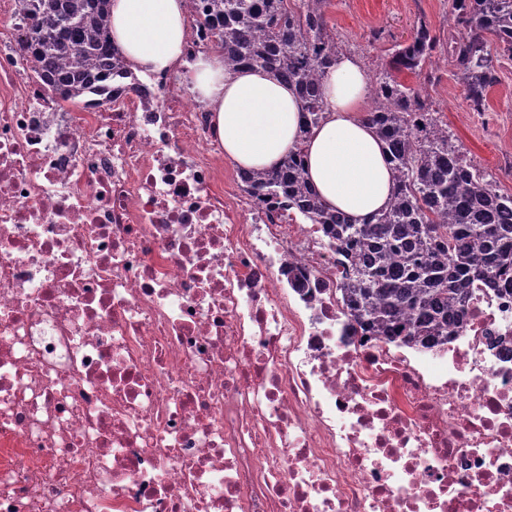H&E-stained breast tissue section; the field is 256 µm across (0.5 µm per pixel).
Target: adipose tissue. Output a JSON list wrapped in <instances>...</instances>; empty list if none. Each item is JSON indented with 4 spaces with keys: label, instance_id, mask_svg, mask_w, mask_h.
<instances>
[{
    "label": "adipose tissue",
    "instance_id": "ef3b65f1",
    "mask_svg": "<svg viewBox=\"0 0 512 512\" xmlns=\"http://www.w3.org/2000/svg\"><path fill=\"white\" fill-rule=\"evenodd\" d=\"M111 24L114 42L139 71L184 70L195 98L213 112L224 155L236 167H271L300 143L307 177L327 206L361 219L387 205L393 174L374 130L360 117L368 76L353 56L337 55L326 70L325 118L302 140V102L274 73L226 72L216 52L186 61L184 0H112Z\"/></svg>",
    "mask_w": 512,
    "mask_h": 512
}]
</instances>
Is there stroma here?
<instances>
[{"label": "stroma", "instance_id": "obj_1", "mask_svg": "<svg viewBox=\"0 0 512 512\" xmlns=\"http://www.w3.org/2000/svg\"><path fill=\"white\" fill-rule=\"evenodd\" d=\"M329 27L346 53L356 56L369 76L388 61L396 43L407 41L419 22L446 37L453 19L448 0H331ZM498 82L488 93V109L471 111L467 88L451 63L438 57L422 71L400 74V81L422 90L431 108L467 159L492 173L501 193L512 194V57L494 54Z\"/></svg>", "mask_w": 512, "mask_h": 512}]
</instances>
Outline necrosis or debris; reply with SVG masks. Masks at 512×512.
Returning <instances> with one entry per match:
<instances>
[{"mask_svg":"<svg viewBox=\"0 0 512 512\" xmlns=\"http://www.w3.org/2000/svg\"><path fill=\"white\" fill-rule=\"evenodd\" d=\"M25 32L0 0V512H512V294L441 347L348 331L186 80L69 112Z\"/></svg>","mask_w":512,"mask_h":512,"instance_id":"obj_1","label":"necrosis or debris"}]
</instances>
